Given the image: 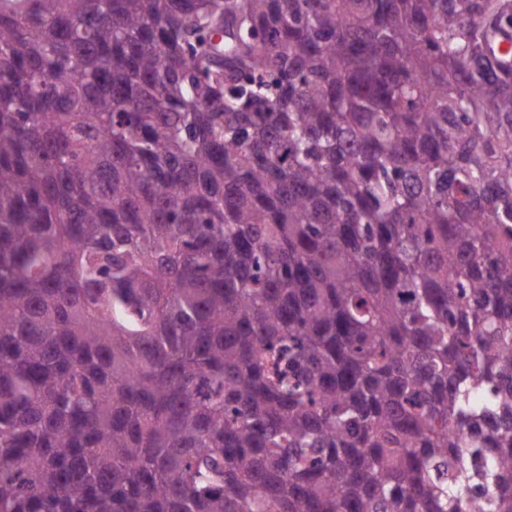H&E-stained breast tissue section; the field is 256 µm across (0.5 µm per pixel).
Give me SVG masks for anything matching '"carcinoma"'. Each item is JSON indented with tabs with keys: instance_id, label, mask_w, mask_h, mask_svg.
Listing matches in <instances>:
<instances>
[{
	"instance_id": "1",
	"label": "carcinoma",
	"mask_w": 512,
	"mask_h": 512,
	"mask_svg": "<svg viewBox=\"0 0 512 512\" xmlns=\"http://www.w3.org/2000/svg\"><path fill=\"white\" fill-rule=\"evenodd\" d=\"M0 512H512V0H0Z\"/></svg>"
}]
</instances>
